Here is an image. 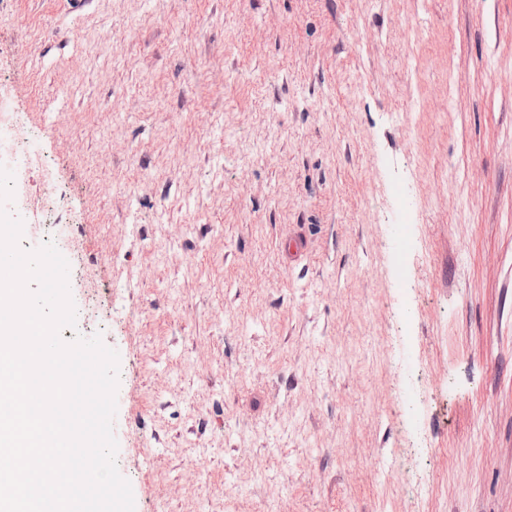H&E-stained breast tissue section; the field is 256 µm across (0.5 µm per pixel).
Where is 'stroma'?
I'll return each instance as SVG.
<instances>
[{
  "instance_id": "stroma-1",
  "label": "stroma",
  "mask_w": 512,
  "mask_h": 512,
  "mask_svg": "<svg viewBox=\"0 0 512 512\" xmlns=\"http://www.w3.org/2000/svg\"><path fill=\"white\" fill-rule=\"evenodd\" d=\"M0 89L135 512H512V0H0ZM65 192L62 187L51 179L45 180L40 193V210L42 224H46L49 231L53 232L60 225L59 215L63 212Z\"/></svg>"
}]
</instances>
